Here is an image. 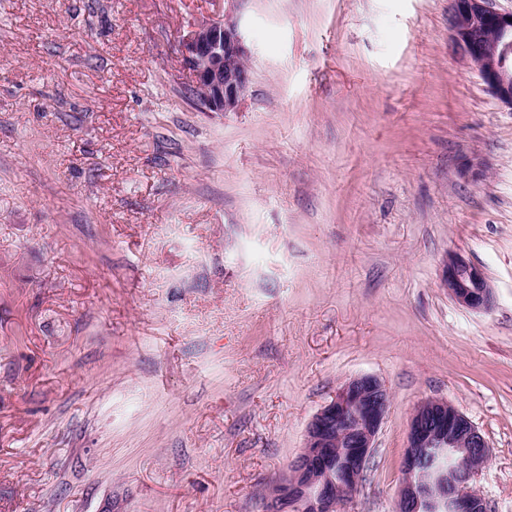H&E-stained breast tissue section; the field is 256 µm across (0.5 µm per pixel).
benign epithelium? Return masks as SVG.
I'll return each instance as SVG.
<instances>
[{"label":"benign epithelium","instance_id":"1","mask_svg":"<svg viewBox=\"0 0 512 512\" xmlns=\"http://www.w3.org/2000/svg\"><path fill=\"white\" fill-rule=\"evenodd\" d=\"M455 48L477 70L487 89L512 107V11L490 0H453L449 22ZM184 66L209 112H232L246 95L251 73L248 52L232 10L202 20L179 40ZM442 284L460 306L487 311L493 288L484 270L459 253L445 257ZM391 407L385 385L360 375L337 389L309 421L304 446L289 464L280 494L265 512H339L362 483L376 438ZM489 457L481 431L441 399L422 402L408 428L398 491L407 512H489L473 479Z\"/></svg>","mask_w":512,"mask_h":512}]
</instances>
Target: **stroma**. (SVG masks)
Instances as JSON below:
<instances>
[{"label": "stroma", "mask_w": 512, "mask_h": 512, "mask_svg": "<svg viewBox=\"0 0 512 512\" xmlns=\"http://www.w3.org/2000/svg\"><path fill=\"white\" fill-rule=\"evenodd\" d=\"M225 8L0 0V512H264L362 374L392 404L340 512H397L431 398L512 512V109L452 0H238L251 85L206 112L179 40ZM442 284L460 306L473 311H487L493 303V288L484 270L459 253L445 257Z\"/></svg>", "instance_id": "stroma-1"}]
</instances>
